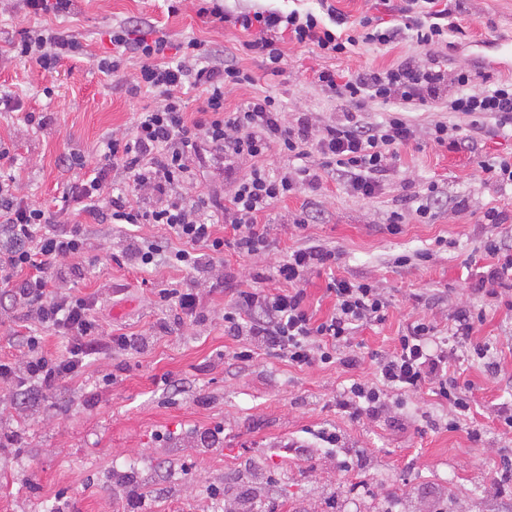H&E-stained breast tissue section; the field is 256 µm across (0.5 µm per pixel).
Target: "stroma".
I'll return each mask as SVG.
<instances>
[{
	"label": "stroma",
	"mask_w": 512,
	"mask_h": 512,
	"mask_svg": "<svg viewBox=\"0 0 512 512\" xmlns=\"http://www.w3.org/2000/svg\"><path fill=\"white\" fill-rule=\"evenodd\" d=\"M452 4L461 30L438 48L442 63L479 72L471 85L476 92L512 79V0ZM169 5L170 0H77L72 14L45 22L76 36L86 55L52 73L18 61L0 68V92L17 96L24 111L52 116L51 125L41 129L24 124L19 115L0 114V145L15 158L20 192L33 204L57 211L76 176L63 166L65 155L76 152L94 162L102 140L130 131L136 110L156 100L154 93L129 91L138 60H127L112 77L93 64L94 58L111 54L108 32L121 20L147 19L172 42L195 37L216 55H236L254 81L225 91L227 109L269 94L286 119L304 113L316 127L353 110L377 125L391 111L375 101L354 108L320 86L317 70L358 73L413 51L405 39L392 49L361 44L329 58L285 41V72L272 79L261 58L238 52L239 30L204 22L200 0H180L174 13ZM409 118L416 138L399 148L376 197H362L335 172H322L317 190L299 187L262 216L273 241L270 251L250 259L225 251L224 290L214 289L210 277L163 259L148 273L116 262L133 233L166 238L160 225L135 231L126 224H91L86 273L68 282L67 292L96 297L93 315L104 332L120 328L144 334L164 320L173 328L144 351H114L91 362L82 376L26 408L9 384L0 382V512H122L129 478L153 499V512H213L209 486L237 474L250 459L279 476L271 489L278 512H324L331 495L338 512H367L371 503L393 493L404 512H423L428 489L447 494L450 512H512V482L500 484L498 469L500 456L512 454V431L500 422L504 405L512 404V288L493 296L475 290L491 263L483 253L485 238L512 246V188L485 181L477 162L512 153V138L486 133L458 150L438 146L430 135L432 123L468 122L449 112L443 99L417 107ZM252 166V160L238 161L230 179L223 167H198L179 190L224 205L233 179L246 176ZM429 182L438 186L430 218L409 215L399 233H390L392 212ZM491 207L501 212L500 223L484 222ZM440 238L445 246H437ZM310 242L335 248L341 256L333 272L309 278L307 305L315 319L333 308L327 291L333 275L373 282L390 300L385 322L364 328L351 341L360 365L298 369L264 352L239 363L234 354L245 342L224 333V306L233 290L251 285L256 273L270 275L291 249ZM424 252L429 260H421ZM400 255L409 256V263L396 265ZM186 287L198 292L207 321L175 322L159 297L160 289ZM470 306L483 308L484 319L450 357L472 400L469 418L458 428H448L450 409L426 391L403 396L387 418L355 421L337 409L344 389L370 378L372 352L392 351L397 337L421 317L447 335L458 311ZM27 332L41 336L45 354L63 353L64 336L22 320L0 291V358L21 357L18 337ZM477 343L486 346V358L472 354ZM474 425L482 431L477 442L469 436ZM215 426L224 429L220 439L201 443V432ZM324 429L340 436L338 447L315 446ZM291 439L308 442L307 452L283 453V443Z\"/></svg>",
	"instance_id": "stroma-1"
}]
</instances>
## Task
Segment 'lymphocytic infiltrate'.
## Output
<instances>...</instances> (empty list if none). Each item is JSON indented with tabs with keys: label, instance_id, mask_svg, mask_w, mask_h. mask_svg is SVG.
<instances>
[{
	"label": "lymphocytic infiltrate",
	"instance_id": "1",
	"mask_svg": "<svg viewBox=\"0 0 512 512\" xmlns=\"http://www.w3.org/2000/svg\"><path fill=\"white\" fill-rule=\"evenodd\" d=\"M442 2L403 0L399 9L403 24L385 29L378 28L375 18L369 16L348 22L332 8L322 18L296 10L235 15L217 4L199 8V16L246 33L243 49L262 58L267 75L273 77L284 72L280 43L285 38L336 56L361 43L389 46L398 43L403 33H410L414 54L385 68L348 75L329 69L316 73L325 89L356 108L370 100L396 104V111L375 128L358 120L355 111L319 129L305 115L291 124L275 99L266 94L225 111V88L252 83L250 73L233 63H213L211 50L201 40L175 44L165 32L146 22L113 25L109 34L112 53L96 58L97 70L109 76L120 71L126 58H137L140 67L132 89L151 90L158 100L137 112L130 134L105 138L94 166H87L83 156L70 154L69 166L80 171L66 189L74 214L103 224L163 225L169 240L134 238L123 251L127 262L143 270L164 254L169 263L196 275L205 274L214 271L225 247H232L243 258L269 250L272 241L260 216L297 186L317 188L323 170L336 171L358 195H377L396 150L414 139V126L407 116L414 107L444 96L449 111L468 117L464 127L436 122L431 136L440 145L464 144L483 130L489 118L494 119L496 132L512 131L511 80L473 94L467 90L474 80L472 73L448 72L432 58L433 47L458 29L451 20V9ZM84 52L81 41L68 32L37 26L25 30L7 58L52 72L66 59ZM451 85L455 94H446ZM186 87L203 95V105L193 118L181 97ZM275 148L297 160V167L273 175L258 164L248 176L236 180L230 205L220 219L203 215L204 200H191L177 191L178 185L190 178L193 161L203 155L231 164L247 158L258 162ZM116 171L122 172L128 194L110 198L106 192ZM220 222L230 230V237L217 234ZM174 239L179 242L175 248L170 245ZM90 248L85 225L54 223L45 209L19 194L15 177L0 174V288L40 326L68 338L65 353L50 357L42 352L40 337L26 334L20 338L23 358L0 360V381L8 383L21 400L38 398L80 376L95 355L139 351L150 343L149 337L133 332L104 336L91 314L94 299L64 292V285L79 272V262ZM338 260L335 249L305 245L292 250L277 266L281 290L261 288L264 276L260 273L255 276V287L236 289L224 310V333L246 337L248 345L237 352V359L247 362L257 352L268 350L298 367L337 361L356 366L357 356L341 355V347L349 344L359 329L384 322L390 302L383 289L372 283L337 278L328 286L335 296L332 311L323 321L314 320L306 305L307 276ZM481 318L473 309L459 311L446 338L438 336L430 321H414L393 352L373 353V379L354 381L337 400L338 409L355 420L376 418L390 408L388 391L416 393L427 387L448 403L455 418L466 417L471 400L450 372L448 344L471 336Z\"/></svg>",
	"mask_w": 512,
	"mask_h": 512
}]
</instances>
